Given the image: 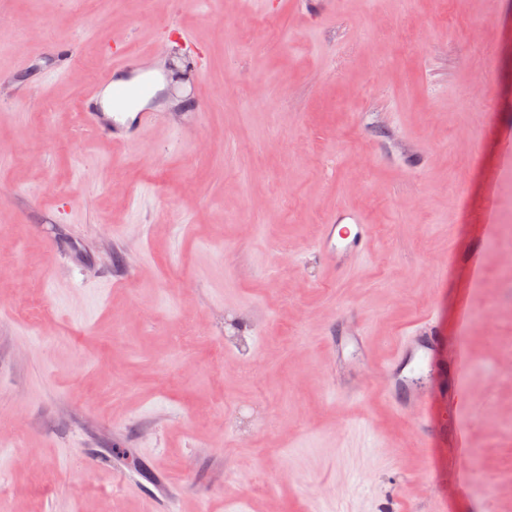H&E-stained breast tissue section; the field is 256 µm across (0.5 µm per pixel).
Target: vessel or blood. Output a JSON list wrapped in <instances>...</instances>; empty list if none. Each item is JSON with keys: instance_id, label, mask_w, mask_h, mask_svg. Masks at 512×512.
<instances>
[{"instance_id": "1", "label": "vessel or blood", "mask_w": 512, "mask_h": 512, "mask_svg": "<svg viewBox=\"0 0 512 512\" xmlns=\"http://www.w3.org/2000/svg\"><path fill=\"white\" fill-rule=\"evenodd\" d=\"M148 72L143 56L124 52L107 58L100 83L101 86H112L111 98L103 99L99 89H95L81 104V118L92 128L99 140L135 145L161 120V113L147 110L128 119L120 115L121 109L127 106L130 89L128 85L115 86V78L124 76L129 82L138 81L144 79ZM372 234V226L367 224L361 214L349 210L336 211L323 224L322 232L313 247V254L322 269L335 270L349 260L365 254ZM329 347L336 355L337 393L345 396L362 394V386L345 376L344 367L350 353H364V337L333 339L330 340ZM445 349V336L429 321L421 323L408 336L402 338L385 369L386 382L380 387L383 398L394 411L406 413L417 404L416 394L407 377L412 364L435 366Z\"/></svg>"}]
</instances>
